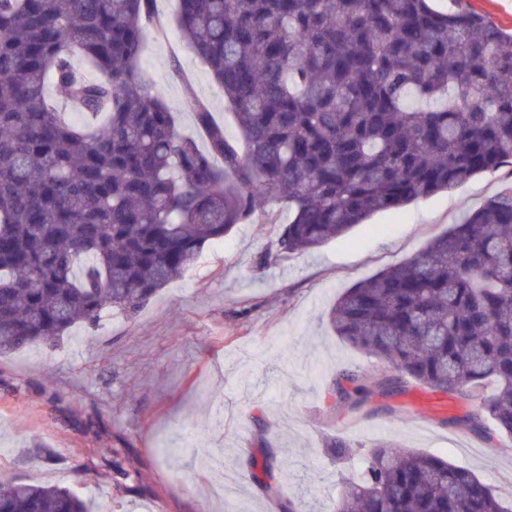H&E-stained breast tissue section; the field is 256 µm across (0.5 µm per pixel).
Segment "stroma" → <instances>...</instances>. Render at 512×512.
Segmentation results:
<instances>
[{
	"instance_id": "stroma-1",
	"label": "stroma",
	"mask_w": 512,
	"mask_h": 512,
	"mask_svg": "<svg viewBox=\"0 0 512 512\" xmlns=\"http://www.w3.org/2000/svg\"><path fill=\"white\" fill-rule=\"evenodd\" d=\"M461 6L512 34V0H435ZM185 133L194 122L187 94L224 117V96L176 33L151 40L141 61ZM512 187L506 170L485 172L449 191L379 213L346 237L306 253L278 251L287 206L276 224H243L223 245L205 246L194 268L136 316L104 314L57 345L0 357V480L67 487L92 512H331L343 478L359 477L362 447L386 438L466 468L512 501V438L488 441L459 425L475 401L449 395L430 422L410 413L418 384L363 411L330 408L325 396L344 372L389 375L336 336L328 323L345 289L399 265L434 237ZM100 414V436L80 432ZM356 446L336 464L323 442ZM275 455L272 491L247 465L260 442ZM122 451L145 477L125 491L87 476Z\"/></svg>"
}]
</instances>
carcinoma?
Wrapping results in <instances>:
<instances>
[{
    "label": "carcinoma",
    "instance_id": "cac0c4a2",
    "mask_svg": "<svg viewBox=\"0 0 512 512\" xmlns=\"http://www.w3.org/2000/svg\"><path fill=\"white\" fill-rule=\"evenodd\" d=\"M156 0H0V356L133 316L240 224L288 221L283 254L512 167V34L429 0H177L172 24L236 128L191 94L196 136L139 75ZM81 55L98 77L71 60ZM52 83L85 114L47 103ZM204 141L199 147L198 140ZM329 323L401 377L343 373L333 407L413 381L480 398L461 423L512 437V188L343 292ZM492 385L483 394L486 384ZM248 466L272 476L263 453ZM124 488L141 473L113 457ZM0 512H88L70 489L0 482ZM334 512H512L472 472L376 443Z\"/></svg>",
    "mask_w": 512,
    "mask_h": 512
}]
</instances>
